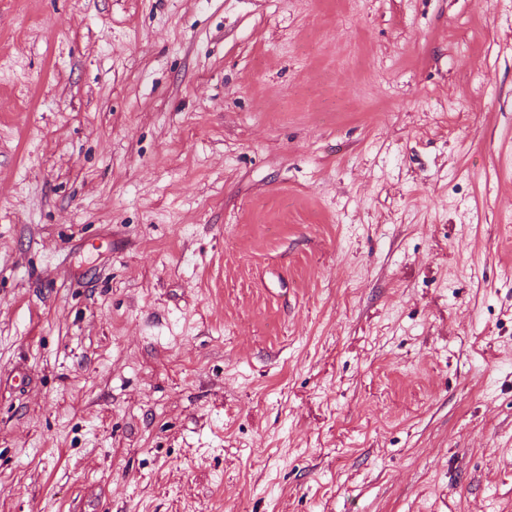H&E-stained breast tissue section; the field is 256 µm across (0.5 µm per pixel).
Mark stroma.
<instances>
[{
  "label": "stroma",
  "instance_id": "1",
  "mask_svg": "<svg viewBox=\"0 0 512 512\" xmlns=\"http://www.w3.org/2000/svg\"><path fill=\"white\" fill-rule=\"evenodd\" d=\"M0 512H512V0H0Z\"/></svg>",
  "mask_w": 512,
  "mask_h": 512
}]
</instances>
